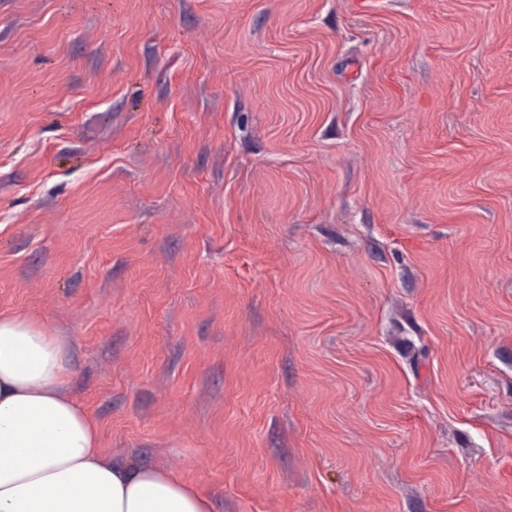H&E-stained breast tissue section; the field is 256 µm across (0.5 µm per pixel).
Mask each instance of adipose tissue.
Segmentation results:
<instances>
[{
    "mask_svg": "<svg viewBox=\"0 0 512 512\" xmlns=\"http://www.w3.org/2000/svg\"><path fill=\"white\" fill-rule=\"evenodd\" d=\"M69 378L63 337L30 314L0 315V512H212L176 473L107 459Z\"/></svg>",
    "mask_w": 512,
    "mask_h": 512,
    "instance_id": "ef3b65f1",
    "label": "adipose tissue"
}]
</instances>
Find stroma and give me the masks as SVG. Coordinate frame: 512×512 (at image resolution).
I'll list each match as a JSON object with an SVG mask.
<instances>
[{"label": "stroma", "mask_w": 512, "mask_h": 512, "mask_svg": "<svg viewBox=\"0 0 512 512\" xmlns=\"http://www.w3.org/2000/svg\"><path fill=\"white\" fill-rule=\"evenodd\" d=\"M217 512H512V0H0V313Z\"/></svg>", "instance_id": "35a3bbf8"}]
</instances>
